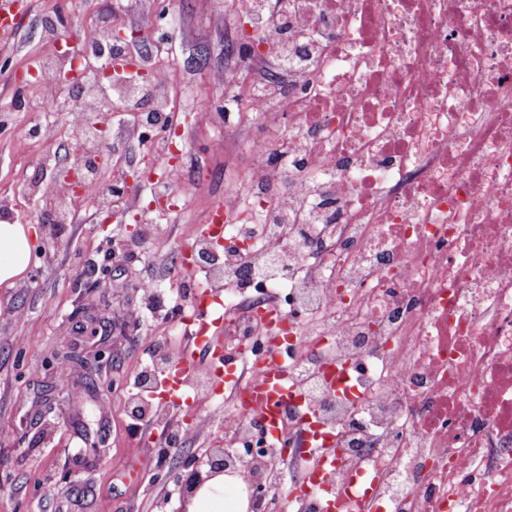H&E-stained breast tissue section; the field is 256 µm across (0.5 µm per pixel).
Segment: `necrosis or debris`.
<instances>
[{
  "instance_id": "4bbe7bcc",
  "label": "necrosis or debris",
  "mask_w": 512,
  "mask_h": 512,
  "mask_svg": "<svg viewBox=\"0 0 512 512\" xmlns=\"http://www.w3.org/2000/svg\"><path fill=\"white\" fill-rule=\"evenodd\" d=\"M247 0L257 55L301 48L273 98H226L259 126L252 166L225 191L194 267L224 302L246 378L275 358L295 398L278 432L236 403L224 418L237 474L276 512L287 456L295 512H512V0ZM46 112L107 116L139 81L55 93ZM251 278H244L243 268Z\"/></svg>"
}]
</instances>
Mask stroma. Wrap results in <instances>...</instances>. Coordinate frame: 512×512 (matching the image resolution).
I'll list each match as a JSON object with an SVG mask.
<instances>
[{
    "instance_id": "35a3bbf8",
    "label": "stroma",
    "mask_w": 512,
    "mask_h": 512,
    "mask_svg": "<svg viewBox=\"0 0 512 512\" xmlns=\"http://www.w3.org/2000/svg\"><path fill=\"white\" fill-rule=\"evenodd\" d=\"M167 2L168 22L145 15L139 0H32L17 41L0 43V58L10 64L0 71V111L11 115L9 126L0 128V199L9 200L11 220L30 225L35 245L26 278L0 289V512H179L177 482L185 466L206 467L209 449L226 444L228 398L202 402L187 414L165 408L167 421L190 422L188 438L176 448L160 445L155 423L132 422L136 378L157 348L191 354L187 333L173 328L184 288L203 281L204 274L184 270L182 254L202 235L210 208L249 167L243 142H234L227 155L215 148L225 136L219 114L224 88L208 79L240 32L226 30L223 0ZM49 7L82 31L119 15L138 32L130 50L159 71L181 127L174 167L196 186L180 210L154 205L172 187L153 174L139 121L112 118L98 143L112 157L111 167L100 171L103 183L111 182L116 168L149 177L114 214L77 209L62 240L50 244L38 218L53 210L48 182L56 166L71 163L78 140L67 132L65 114L38 111L33 88L19 87L15 77L31 60L58 53L41 28ZM203 100L212 116L199 115ZM139 225L143 237L131 239ZM104 268L110 281L100 279ZM146 280L157 283L159 302L143 292ZM133 308L144 311L142 322L129 323L126 312ZM85 317L97 318L98 335L75 332ZM68 328L83 349L105 339L113 358L63 384L44 364ZM194 357V377L211 378L210 355ZM47 479L56 487L51 499L42 495Z\"/></svg>"
}]
</instances>
